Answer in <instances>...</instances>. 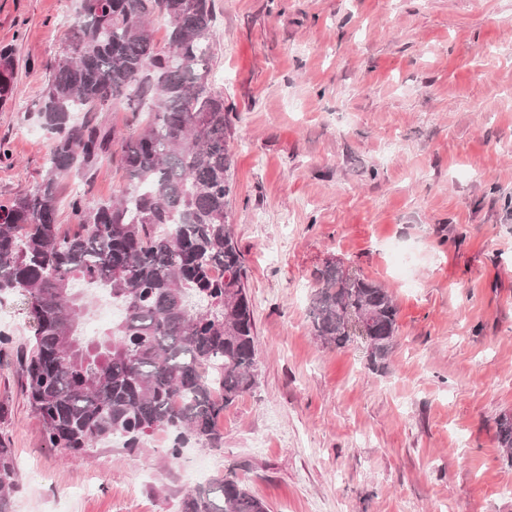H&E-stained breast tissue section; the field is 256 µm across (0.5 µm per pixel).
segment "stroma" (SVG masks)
<instances>
[{"label":"stroma","mask_w":512,"mask_h":512,"mask_svg":"<svg viewBox=\"0 0 512 512\" xmlns=\"http://www.w3.org/2000/svg\"><path fill=\"white\" fill-rule=\"evenodd\" d=\"M210 78L230 108L231 214L259 341L257 385L218 448L170 459L53 448L24 390L25 299L0 297V439L13 512H177L235 472L268 512H512V0H215ZM80 0H0L19 92L0 107V200L34 190L51 140L38 102ZM127 185L103 158L88 200ZM392 293L385 371L311 332L326 262ZM18 483L12 449L0 441V512H13V492Z\"/></svg>","instance_id":"obj_1"}]
</instances>
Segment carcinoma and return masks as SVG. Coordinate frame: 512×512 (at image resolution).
I'll return each instance as SVG.
<instances>
[{
  "instance_id": "1",
  "label": "carcinoma",
  "mask_w": 512,
  "mask_h": 512,
  "mask_svg": "<svg viewBox=\"0 0 512 512\" xmlns=\"http://www.w3.org/2000/svg\"><path fill=\"white\" fill-rule=\"evenodd\" d=\"M83 12L40 98L52 135L36 188L0 203V293L25 298L33 335L25 390L53 448L117 441L134 451L162 432L176 460L223 441L224 409L257 383L254 310L229 222L233 156L229 108L209 81L214 0H82ZM166 22V43L151 23ZM0 103L17 94L12 53ZM147 111L117 138L94 113ZM109 155L128 185L107 201L66 206L79 230L57 224L61 179ZM221 274H216V271ZM79 284L107 288L120 317L100 340L79 334ZM312 334L343 347L358 337L369 367L386 369L399 309L381 284L336 262L315 273ZM512 453V416L497 421ZM19 474L0 441V512H13ZM178 512H267L236 474L188 491Z\"/></svg>"
}]
</instances>
